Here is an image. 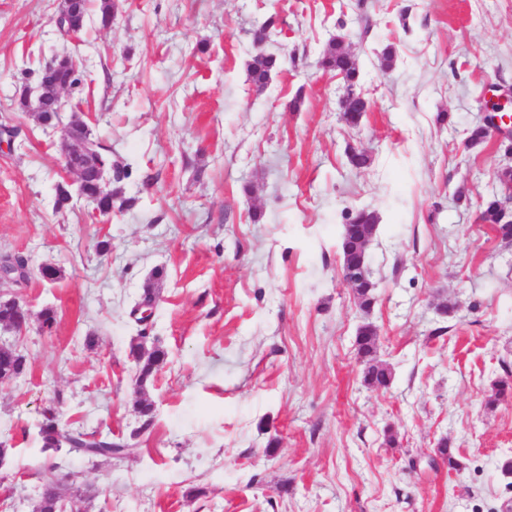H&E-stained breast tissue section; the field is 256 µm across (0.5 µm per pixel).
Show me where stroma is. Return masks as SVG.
Returning <instances> with one entry per match:
<instances>
[{
    "mask_svg": "<svg viewBox=\"0 0 512 512\" xmlns=\"http://www.w3.org/2000/svg\"><path fill=\"white\" fill-rule=\"evenodd\" d=\"M114 4L110 28L93 9L73 40L52 22L58 0H0V127L17 131L0 146V258H27L29 279L5 291L32 317L0 327L27 360L0 382V512H33L59 458L37 435L51 404L64 428L133 449L77 467L85 512H512L500 469L512 398L486 405L512 369V244L478 221L512 155L493 135L467 144L489 94L512 98V0ZM270 17L283 66L259 93L251 32ZM338 36L369 102L356 128L339 112L342 80L319 64ZM65 53L80 83L63 116L84 114L132 167L129 204L107 224L77 195L56 208L61 129L18 105ZM351 147L368 167L350 164ZM362 207L380 216L367 314L340 272L344 217ZM46 264L60 279L40 278ZM157 271L155 313L136 323ZM366 321L392 371L385 389L362 382ZM138 340L169 353L146 430ZM443 440L460 472L431 466Z\"/></svg>",
    "mask_w": 512,
    "mask_h": 512,
    "instance_id": "stroma-1",
    "label": "stroma"
}]
</instances>
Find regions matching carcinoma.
Returning a JSON list of instances; mask_svg holds the SVG:
<instances>
[{
  "label": "carcinoma",
  "instance_id": "1",
  "mask_svg": "<svg viewBox=\"0 0 512 512\" xmlns=\"http://www.w3.org/2000/svg\"><path fill=\"white\" fill-rule=\"evenodd\" d=\"M320 65L323 69L342 76L344 93L339 101L342 119L348 125H358L362 116L368 111V102L358 91L359 66L356 59L349 53L344 40L340 39L328 44L323 51ZM280 66V59L274 54L252 56L247 64V71L254 88L259 92L264 90L271 75L279 70ZM73 163L84 173L82 194L96 206L103 209L112 208V199L119 197L120 192L110 193L102 189L94 176L93 169L84 166L80 158H73ZM502 203L503 200L497 197L486 201L480 210L479 220L484 224L492 225L501 239L512 241V223L505 224L500 220ZM379 223L378 213L368 208H359L348 213L340 235L341 270L355 268L360 264L361 257L364 256L363 247L367 241V235L376 233ZM350 288L355 292L359 308L365 314L370 313L374 305L372 280L356 282L350 285ZM28 323L29 315L23 306L10 298L0 299L1 325L18 331L21 326ZM376 336L373 324L365 321L357 329L356 345L357 354L365 364L364 383L369 387L380 389L390 385L392 372L387 365L375 358ZM130 355L137 364V383L142 389L164 368L168 360L165 349L154 347L146 352L139 344L131 345ZM25 369L26 359L22 354L8 345L0 346V380L16 377ZM511 395L512 374H507L493 383L492 394L487 400V405L492 407L500 399ZM37 435L43 448L57 451L66 447L70 454L79 459L91 460L120 453L126 454L130 451V448L120 441L96 438L78 430L64 429L60 425L58 413L54 407L43 411ZM435 456L448 466L450 472L457 471L461 467L457 452L446 440L440 442ZM69 476L71 473L62 471L56 463L45 469L41 477V489L35 512H66L70 507V500L67 499L70 488L65 483V478Z\"/></svg>",
  "mask_w": 512,
  "mask_h": 512
}]
</instances>
